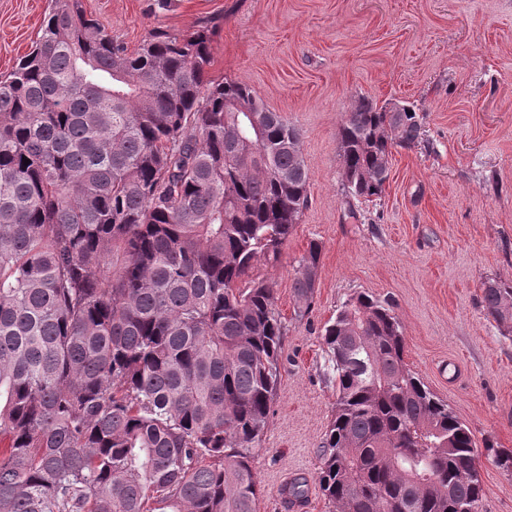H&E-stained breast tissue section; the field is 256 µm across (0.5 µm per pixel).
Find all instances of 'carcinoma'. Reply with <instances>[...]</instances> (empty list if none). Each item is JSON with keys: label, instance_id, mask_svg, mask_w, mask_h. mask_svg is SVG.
I'll return each mask as SVG.
<instances>
[{"label": "carcinoma", "instance_id": "carcinoma-1", "mask_svg": "<svg viewBox=\"0 0 512 512\" xmlns=\"http://www.w3.org/2000/svg\"><path fill=\"white\" fill-rule=\"evenodd\" d=\"M215 29L130 51L83 0H51L0 77V512H257L283 321L250 272L279 260L310 173L296 127L211 78ZM421 135L414 106L360 98L348 195L381 197ZM321 252L294 268L299 316ZM482 307L511 329L512 283L485 282ZM322 340L335 512H481L472 433L405 363L393 307L358 294Z\"/></svg>", "mask_w": 512, "mask_h": 512}]
</instances>
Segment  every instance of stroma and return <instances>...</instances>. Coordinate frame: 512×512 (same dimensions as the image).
I'll list each match as a JSON object with an SVG mask.
<instances>
[{"label": "stroma", "mask_w": 512, "mask_h": 512, "mask_svg": "<svg viewBox=\"0 0 512 512\" xmlns=\"http://www.w3.org/2000/svg\"><path fill=\"white\" fill-rule=\"evenodd\" d=\"M50 0H0V76L40 36ZM134 50L156 30L215 20L210 76L251 86L302 135L309 203L272 282L283 317L277 390L254 451L258 512H330L316 480L335 410L321 333L350 297L390 300L405 361L470 429L482 512H512V334L482 286L512 282V0H84ZM362 97L410 103L423 134L396 148L382 196L349 208L340 128ZM322 246L319 280L296 316L293 268ZM306 483L303 499L283 488Z\"/></svg>", "instance_id": "stroma-1"}]
</instances>
